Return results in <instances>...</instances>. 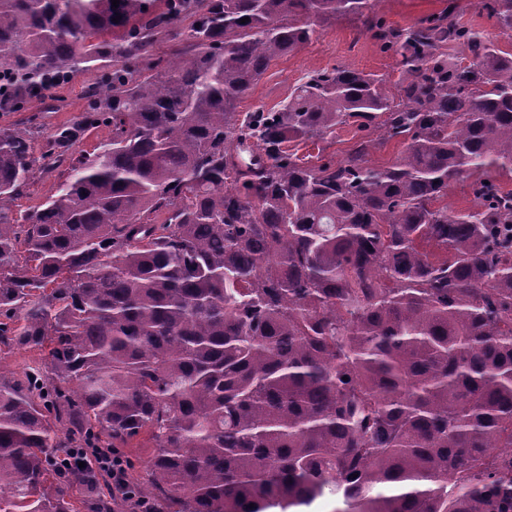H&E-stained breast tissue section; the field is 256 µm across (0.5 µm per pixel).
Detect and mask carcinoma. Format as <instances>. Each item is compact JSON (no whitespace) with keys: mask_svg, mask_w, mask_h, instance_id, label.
<instances>
[{"mask_svg":"<svg viewBox=\"0 0 512 512\" xmlns=\"http://www.w3.org/2000/svg\"><path fill=\"white\" fill-rule=\"evenodd\" d=\"M372 0H0V99L22 102L112 49L106 107L46 138L55 193L15 216L33 137L0 128V512H115L62 448L144 436L152 512H512V54L454 0L403 29ZM512 30V0H481ZM356 15L400 57V101L372 74L305 77L280 108L241 114L271 62L321 20ZM118 21H113V18ZM249 21L240 23V19ZM190 21L188 31L175 29ZM183 43L150 75L155 37ZM462 45L469 61L444 51ZM410 139L387 167L352 119ZM108 140L69 153L86 132ZM475 177L474 210L438 202ZM377 124L366 128H361L356 124L346 125L336 130V133L329 137L325 142L319 144L320 151L311 145L304 147L298 146V155L311 154L312 161L320 164H337L342 162L348 153L355 147L360 140H372L373 148L370 151L368 159L375 166H387L391 164L404 150V144L399 140H382L380 135L382 131L377 128ZM0 367L7 372H23L24 368L34 366L40 358V354L37 350H15L14 352L4 355L1 354Z\"/></svg>","mask_w":512,"mask_h":512,"instance_id":"cac0c4a2","label":"carcinoma"}]
</instances>
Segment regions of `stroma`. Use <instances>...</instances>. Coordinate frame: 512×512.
I'll list each match as a JSON object with an SVG mask.
<instances>
[{"instance_id": "35a3bbf8", "label": "stroma", "mask_w": 512, "mask_h": 512, "mask_svg": "<svg viewBox=\"0 0 512 512\" xmlns=\"http://www.w3.org/2000/svg\"><path fill=\"white\" fill-rule=\"evenodd\" d=\"M455 3L460 23L479 32L499 50L512 53V31L501 29L495 19L482 10L479 0H375L373 14L379 21L395 29H403L421 18L441 12L448 3ZM373 74L396 87L400 72L399 59L383 49L381 43L367 33L361 21L342 18L317 26L310 41L298 51L272 61L250 95L238 104L240 112L259 108H279L290 92L314 72L334 67ZM112 68L111 55H104L98 64L69 72L45 95L28 98L20 107H0V127L22 123L33 131L37 144L57 126L73 123L82 112L88 111L92 90L101 88L102 76ZM361 140L372 141L368 159L376 166L391 164L404 149L398 140H382L377 126L366 128L351 124L337 129L322 142L319 150L311 152L300 147V154H312L316 164H337Z\"/></svg>"}]
</instances>
